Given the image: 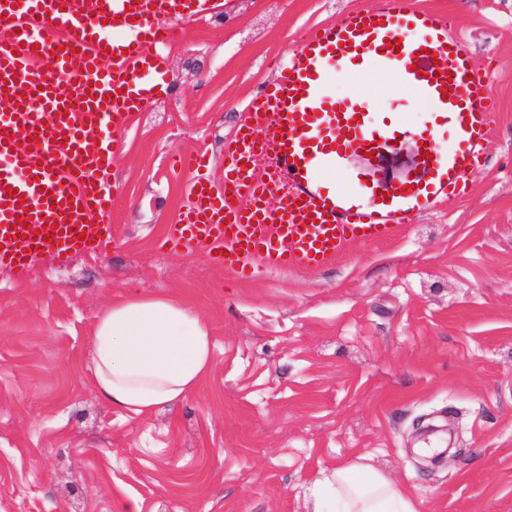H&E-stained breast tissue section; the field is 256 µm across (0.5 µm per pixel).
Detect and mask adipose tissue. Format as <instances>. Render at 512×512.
<instances>
[{
  "mask_svg": "<svg viewBox=\"0 0 512 512\" xmlns=\"http://www.w3.org/2000/svg\"><path fill=\"white\" fill-rule=\"evenodd\" d=\"M94 385L120 409L147 413L193 391L213 366L206 322L170 296L128 292L100 314L92 342ZM315 512H418L383 475L355 462L324 473Z\"/></svg>",
  "mask_w": 512,
  "mask_h": 512,
  "instance_id": "obj_1",
  "label": "adipose tissue"
}]
</instances>
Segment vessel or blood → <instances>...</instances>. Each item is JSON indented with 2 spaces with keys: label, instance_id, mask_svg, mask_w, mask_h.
<instances>
[{
  "label": "vessel or blood",
  "instance_id": "b4317fda",
  "mask_svg": "<svg viewBox=\"0 0 512 512\" xmlns=\"http://www.w3.org/2000/svg\"><path fill=\"white\" fill-rule=\"evenodd\" d=\"M223 0H0V268L25 276L37 254L100 252L106 225L83 224L112 209L114 157L132 113L168 84L148 46L174 40L179 22ZM393 74L428 120L410 127L361 92L328 89L333 70ZM68 93H61V85ZM496 109L449 20L418 0H373L312 31L286 67L249 102L224 140V183H209L207 159L180 158L195 177L166 236L167 248L210 254L238 277L255 266L315 271L347 247L394 238L408 215L441 198H464L482 162ZM450 147H442L444 136ZM422 145L420 175L385 201L378 183L337 191L330 176L351 153L378 154L404 139ZM272 155L287 182H258L252 167ZM38 225L32 235L29 225Z\"/></svg>",
  "mask_w": 512,
  "mask_h": 512
}]
</instances>
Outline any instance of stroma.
<instances>
[{"instance_id":"35a3bbf8","label":"stroma","mask_w":512,"mask_h":512,"mask_svg":"<svg viewBox=\"0 0 512 512\" xmlns=\"http://www.w3.org/2000/svg\"><path fill=\"white\" fill-rule=\"evenodd\" d=\"M182 22L169 84L127 128L118 198L97 224L101 254L0 269V512H314L313 484L365 460L419 512H512V0H419L449 15L495 97L492 137L466 198L408 218L393 240L351 245L318 272L256 267L236 278L199 252L163 248L186 201L175 153L206 152L224 178V138L309 30L372 0H225ZM373 96L410 126L427 114L394 77L331 84ZM405 150L347 157L385 185ZM188 299L214 365L198 388L147 414L110 406L91 365L99 313L128 290ZM460 452L427 465L426 425Z\"/></svg>"}]
</instances>
